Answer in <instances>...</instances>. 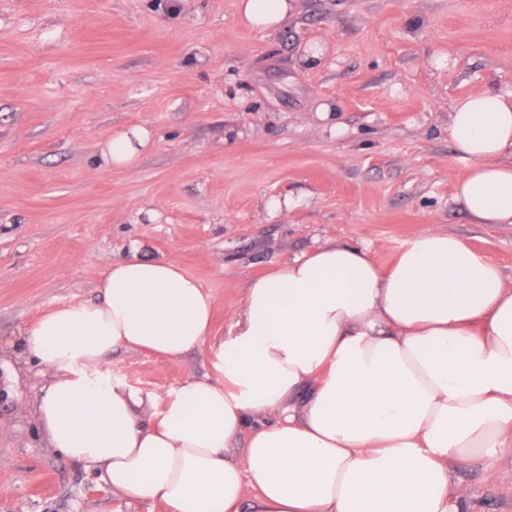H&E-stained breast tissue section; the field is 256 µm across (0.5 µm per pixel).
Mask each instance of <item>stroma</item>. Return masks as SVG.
I'll list each match as a JSON object with an SVG mask.
<instances>
[{
    "instance_id": "stroma-1",
    "label": "stroma",
    "mask_w": 512,
    "mask_h": 512,
    "mask_svg": "<svg viewBox=\"0 0 512 512\" xmlns=\"http://www.w3.org/2000/svg\"><path fill=\"white\" fill-rule=\"evenodd\" d=\"M290 2L260 31L238 0H0V512H165L47 447L41 368L17 357L131 248L197 278L224 333L247 281L327 241L385 266L450 232L512 283V224L469 222L448 138L456 100L512 92V0ZM137 125L140 162L102 167ZM209 366L119 351L107 370L164 397ZM456 474L464 512H512V453ZM150 143V133L143 126H132L112 134L102 149L104 161L112 168L135 166Z\"/></svg>"
}]
</instances>
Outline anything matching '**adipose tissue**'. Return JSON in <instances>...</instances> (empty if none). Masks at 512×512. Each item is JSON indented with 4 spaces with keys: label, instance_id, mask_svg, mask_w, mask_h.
Returning a JSON list of instances; mask_svg holds the SVG:
<instances>
[{
    "label": "adipose tissue",
    "instance_id": "obj_1",
    "mask_svg": "<svg viewBox=\"0 0 512 512\" xmlns=\"http://www.w3.org/2000/svg\"><path fill=\"white\" fill-rule=\"evenodd\" d=\"M290 9L238 3L264 31ZM448 135L471 162L455 201L472 223L512 224V95L460 99ZM149 143L132 126L102 156L130 168ZM99 289L43 314L22 354L43 371L48 445L122 498L166 512H461L449 463L512 447V287L453 234L412 238L386 268L324 243L249 280L225 336L173 261L130 251ZM119 350L207 351L212 369L161 401L105 372Z\"/></svg>",
    "mask_w": 512,
    "mask_h": 512
}]
</instances>
